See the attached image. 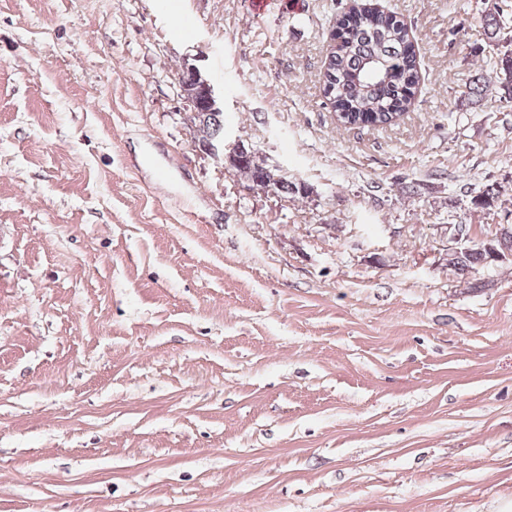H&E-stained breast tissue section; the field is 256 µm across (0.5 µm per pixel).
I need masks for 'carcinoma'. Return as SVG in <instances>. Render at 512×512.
<instances>
[{
    "instance_id": "1",
    "label": "carcinoma",
    "mask_w": 512,
    "mask_h": 512,
    "mask_svg": "<svg viewBox=\"0 0 512 512\" xmlns=\"http://www.w3.org/2000/svg\"><path fill=\"white\" fill-rule=\"evenodd\" d=\"M489 43L502 47L497 53L494 76L479 75L468 88L471 102L482 100L491 86L504 99H512V38H502L503 21L496 15L484 18ZM341 30L324 62V94L341 125L389 124L410 106L418 85V62L414 36L395 16L373 7L336 19ZM182 81L198 90L196 116L192 122L199 129V142L224 136V112H214L208 92L190 71H183ZM251 185H261L268 173L277 170L257 158L235 160L230 165ZM505 191L487 189L472 197L475 207L488 208ZM492 258L484 247L469 246L448 255V265L463 273L473 265Z\"/></svg>"
}]
</instances>
